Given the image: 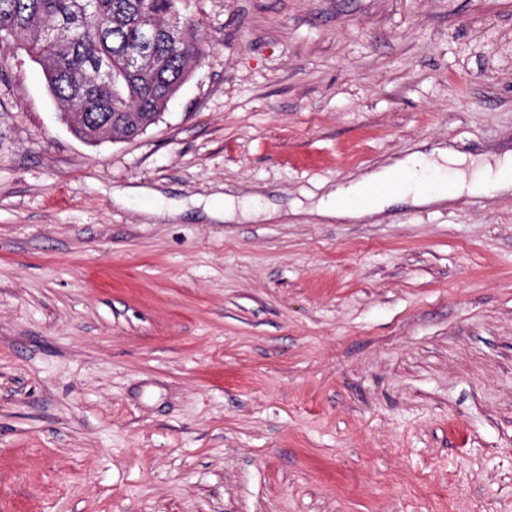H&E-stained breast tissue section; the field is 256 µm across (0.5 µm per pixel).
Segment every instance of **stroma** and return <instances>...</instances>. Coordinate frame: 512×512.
I'll list each match as a JSON object with an SVG mask.
<instances>
[{
  "label": "stroma",
  "instance_id": "35a3bbf8",
  "mask_svg": "<svg viewBox=\"0 0 512 512\" xmlns=\"http://www.w3.org/2000/svg\"><path fill=\"white\" fill-rule=\"evenodd\" d=\"M193 11L209 52L131 141L0 52V512H512V192L291 212L512 153V0ZM452 168L455 179L434 193L419 190L424 173L430 168ZM466 159L447 148H434L429 153L415 152L398 160L393 165L366 174L360 179L342 187L337 192L322 197L309 208L302 211L321 218L360 219L373 216L385 210L396 201L410 202L413 205H428L437 202L452 201L463 195L479 196L489 189L508 192L512 189V156L495 158L492 162L470 163L469 175L463 169ZM399 173H406L408 181L394 197H374L367 193L368 186L390 180ZM399 181L394 179L378 183L371 187L373 195H387L399 188ZM359 198L361 203L350 205L348 198Z\"/></svg>",
  "mask_w": 512,
  "mask_h": 512
}]
</instances>
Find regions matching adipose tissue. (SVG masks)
Masks as SVG:
<instances>
[{
    "label": "adipose tissue",
    "mask_w": 512,
    "mask_h": 512,
    "mask_svg": "<svg viewBox=\"0 0 512 512\" xmlns=\"http://www.w3.org/2000/svg\"><path fill=\"white\" fill-rule=\"evenodd\" d=\"M445 167L454 169V180L435 192H421L419 184L425 172ZM400 173L407 174L408 180L402 184L395 198L368 195L369 185L392 179ZM490 189L504 192L512 190V156L470 164L450 149L435 148L427 153H412L393 165L362 176L348 186L322 197L309 207L308 212L321 218L360 219L384 211L395 200L428 205L452 201L464 195L478 196Z\"/></svg>",
    "instance_id": "1"
}]
</instances>
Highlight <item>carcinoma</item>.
<instances>
[{
	"instance_id": "carcinoma-1",
	"label": "carcinoma",
	"mask_w": 512,
	"mask_h": 512,
	"mask_svg": "<svg viewBox=\"0 0 512 512\" xmlns=\"http://www.w3.org/2000/svg\"><path fill=\"white\" fill-rule=\"evenodd\" d=\"M193 0H0V49L24 42L71 131L88 144L155 124L205 55ZM153 55L127 69L148 30Z\"/></svg>"
}]
</instances>
